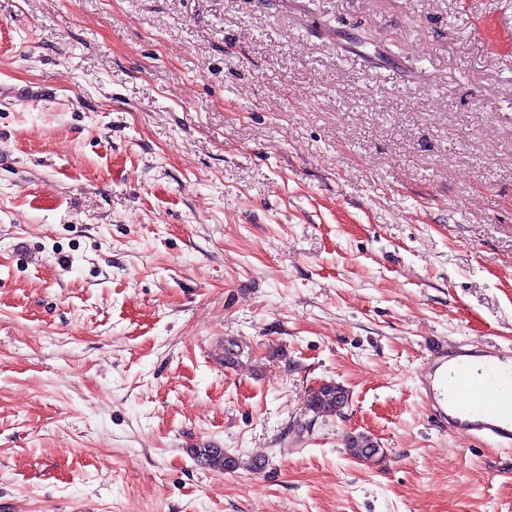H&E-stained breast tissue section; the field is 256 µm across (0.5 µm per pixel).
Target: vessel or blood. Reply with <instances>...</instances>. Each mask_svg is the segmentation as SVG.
<instances>
[{"label": "vessel or blood", "instance_id": "vessel-or-blood-1", "mask_svg": "<svg viewBox=\"0 0 512 512\" xmlns=\"http://www.w3.org/2000/svg\"><path fill=\"white\" fill-rule=\"evenodd\" d=\"M420 387L432 410L454 429L512 441V367L505 359L489 358L476 372L464 355L452 358L440 349Z\"/></svg>", "mask_w": 512, "mask_h": 512}]
</instances>
